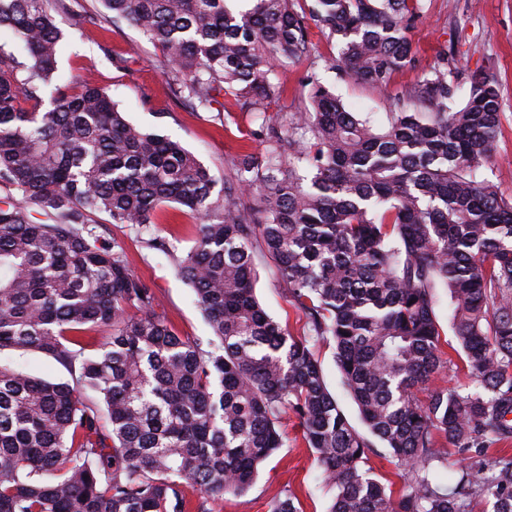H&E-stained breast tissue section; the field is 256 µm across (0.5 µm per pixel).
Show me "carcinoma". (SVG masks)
<instances>
[{
  "label": "carcinoma",
  "mask_w": 512,
  "mask_h": 512,
  "mask_svg": "<svg viewBox=\"0 0 512 512\" xmlns=\"http://www.w3.org/2000/svg\"><path fill=\"white\" fill-rule=\"evenodd\" d=\"M48 2L0 0V29L26 51L0 45V357L36 351L70 380L0 362V512H186L188 482L244 494L284 447L290 413L331 492L328 512H473L479 499L512 512V455L485 453L512 440V199L477 176L501 125L495 77L473 73L457 105L445 52L391 101L385 125L313 87L311 111L265 163L239 164L238 187L262 198L247 210L105 90L59 79ZM102 2L161 48L163 73L191 108L230 96L261 115L280 94L273 62L308 52V21L336 36L329 68L383 88L415 61L408 31L425 9ZM165 203L199 220L194 245L172 259L207 318L204 344L155 314L123 244L97 233L100 216L144 229ZM257 249L308 335L286 334L258 300ZM442 291L472 379L464 391L435 384ZM101 326L110 341L89 357L77 336ZM312 340L334 343L365 431L328 389ZM442 439L477 467L440 479ZM378 444L407 476L400 494L367 467Z\"/></svg>",
  "instance_id": "carcinoma-1"
}]
</instances>
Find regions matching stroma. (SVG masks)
Masks as SVG:
<instances>
[{"mask_svg": "<svg viewBox=\"0 0 512 512\" xmlns=\"http://www.w3.org/2000/svg\"><path fill=\"white\" fill-rule=\"evenodd\" d=\"M425 4L424 16L408 33L415 51L414 64L396 72L380 90L349 83L338 72L327 69L326 59L337 53L336 39L325 26L310 24L307 55L275 63L281 93L262 120L241 110L230 98L224 99L220 112L192 110L175 95L164 76L160 50L129 22L112 20L100 0H52L50 7L62 31L60 76L107 90L131 122L180 142L209 169L219 190L235 189V171L243 155H252L256 163H263L275 137L287 136L293 116L309 107L313 82L332 89L351 111L383 124L393 98L419 83L439 52L450 51L457 101L465 100L473 72L486 70L498 80L502 124L491 157L478 174L511 199L512 0H425ZM75 14L85 17L78 29L70 23ZM98 231L105 239L123 242L130 268L157 295V315L180 336L208 339L210 328L193 290L178 276L167 256L170 249L181 252L193 246L198 224L192 215L170 204L156 211L145 236L164 241L161 249L147 247L143 236H136L121 224L105 222ZM255 261L259 272L256 295L264 308L291 335L303 336L307 318L288 300L274 262L260 252ZM283 428L285 447L263 466L245 494L214 498L189 483L184 491L190 512H270L273 501L287 491L297 496L300 512H327L331 494L301 438L297 419L286 417Z\"/></svg>", "mask_w": 512, "mask_h": 512, "instance_id": "35a3bbf8", "label": "stroma"}]
</instances>
